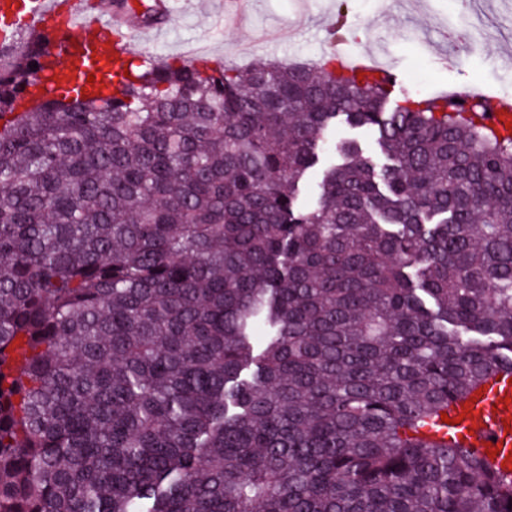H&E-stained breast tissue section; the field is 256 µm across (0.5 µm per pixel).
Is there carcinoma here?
Wrapping results in <instances>:
<instances>
[{
    "instance_id": "obj_1",
    "label": "carcinoma",
    "mask_w": 512,
    "mask_h": 512,
    "mask_svg": "<svg viewBox=\"0 0 512 512\" xmlns=\"http://www.w3.org/2000/svg\"><path fill=\"white\" fill-rule=\"evenodd\" d=\"M54 68L0 50V512H512L421 433L512 377V130L331 54Z\"/></svg>"
}]
</instances>
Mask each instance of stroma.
Listing matches in <instances>:
<instances>
[{
  "mask_svg": "<svg viewBox=\"0 0 512 512\" xmlns=\"http://www.w3.org/2000/svg\"><path fill=\"white\" fill-rule=\"evenodd\" d=\"M222 9V0H179L165 35L138 43L135 51L158 61L199 45L203 60L244 69L267 58V34L282 30L292 33L299 62L321 58L331 47L384 52L398 76L396 101L409 92L433 95L459 85L512 96V63L504 55L512 44V0H251L235 21ZM340 10L350 36L332 45L329 29ZM463 14L477 20L482 34L450 44L446 34Z\"/></svg>",
  "mask_w": 512,
  "mask_h": 512,
  "instance_id": "obj_1",
  "label": "stroma"
}]
</instances>
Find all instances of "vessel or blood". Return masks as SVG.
<instances>
[{
  "label": "vessel or blood",
  "instance_id": "b4317fda",
  "mask_svg": "<svg viewBox=\"0 0 512 512\" xmlns=\"http://www.w3.org/2000/svg\"><path fill=\"white\" fill-rule=\"evenodd\" d=\"M0 14L19 16L21 25L48 31L56 71L52 82L38 86L41 94L52 93L73 79L89 58L98 63L97 85L111 88L113 61L123 60L132 41L149 33L125 0H100L91 21L70 0H27L23 5L18 0H0ZM452 416L465 426L469 445L479 453L512 447V390L499 403L492 399L462 402Z\"/></svg>",
  "mask_w": 512,
  "mask_h": 512
}]
</instances>
